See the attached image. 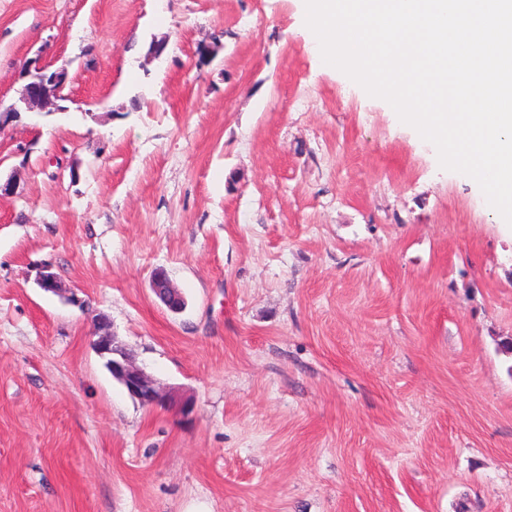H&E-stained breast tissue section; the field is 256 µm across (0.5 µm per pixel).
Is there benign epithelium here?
<instances>
[{"label": "benign epithelium", "mask_w": 512, "mask_h": 512, "mask_svg": "<svg viewBox=\"0 0 512 512\" xmlns=\"http://www.w3.org/2000/svg\"><path fill=\"white\" fill-rule=\"evenodd\" d=\"M47 67L36 63L26 65L25 83L19 102L28 111L62 112L64 107L60 101L64 100L62 89L67 79V70L61 67L54 71L53 77L46 75ZM164 284L172 300H164L163 304L172 312L183 309L184 300L177 293V289L169 282L167 273L158 268L152 276V290L159 292V284ZM93 348L98 356L104 360L112 377L126 390L128 395L149 408L177 407L181 412L190 411L188 404L180 403L176 398L164 391L141 367L136 365L130 353L111 331L108 317L101 314L97 318L96 339L92 341Z\"/></svg>", "instance_id": "benign-epithelium-1"}]
</instances>
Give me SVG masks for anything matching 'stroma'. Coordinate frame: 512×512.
Instances as JSON below:
<instances>
[{
  "label": "stroma",
  "instance_id": "1",
  "mask_svg": "<svg viewBox=\"0 0 512 512\" xmlns=\"http://www.w3.org/2000/svg\"><path fill=\"white\" fill-rule=\"evenodd\" d=\"M35 59L68 101L0 127V512H512V228L298 0H0V107ZM163 283L165 288L168 290V297L165 298L163 304L172 312H180L183 309L184 300L177 293V289L173 287L171 282H169L167 273L164 269L158 268L154 271L152 276V290L153 292H159V284ZM172 297L173 301H169V297ZM97 332L92 341L93 348L98 356L104 360L112 377L126 390L128 395L149 408L179 407L182 413H189L186 403H179L176 398L165 392L141 367L136 365L130 353L111 331L108 317L99 314L97 318Z\"/></svg>",
  "mask_w": 512,
  "mask_h": 512
}]
</instances>
